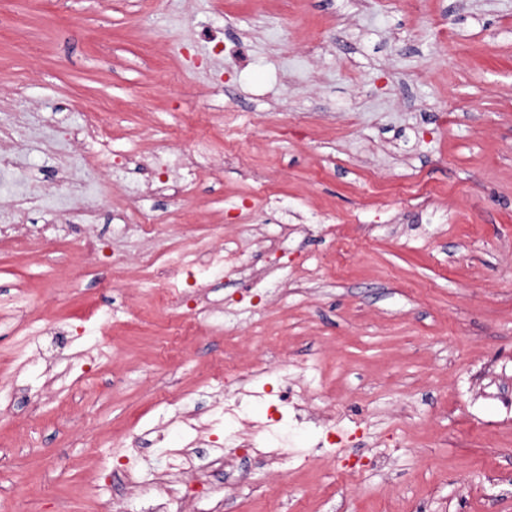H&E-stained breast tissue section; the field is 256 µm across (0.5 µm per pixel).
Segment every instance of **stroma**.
Returning a JSON list of instances; mask_svg holds the SVG:
<instances>
[{
    "label": "stroma",
    "instance_id": "obj_1",
    "mask_svg": "<svg viewBox=\"0 0 512 512\" xmlns=\"http://www.w3.org/2000/svg\"><path fill=\"white\" fill-rule=\"evenodd\" d=\"M0 106L40 113L75 169L91 146L69 127L111 123L87 194L128 257L118 276L109 253L88 264L80 226L0 243V512H145L176 452L202 462L268 422L258 392L283 372L342 411L335 444L321 422L281 425L279 467L212 469L200 512H512V0H0ZM202 135L223 173L184 197L123 164ZM27 162L28 221L52 223L55 161L34 144ZM258 193L240 261L263 277L215 272L224 326L202 310L187 331L146 294L142 257L175 249L187 212L192 247L241 239ZM123 207L174 221L146 240ZM33 319L84 332L39 359ZM228 335L248 391L233 420L209 407ZM100 348L93 373L71 367Z\"/></svg>",
    "mask_w": 512,
    "mask_h": 512
}]
</instances>
